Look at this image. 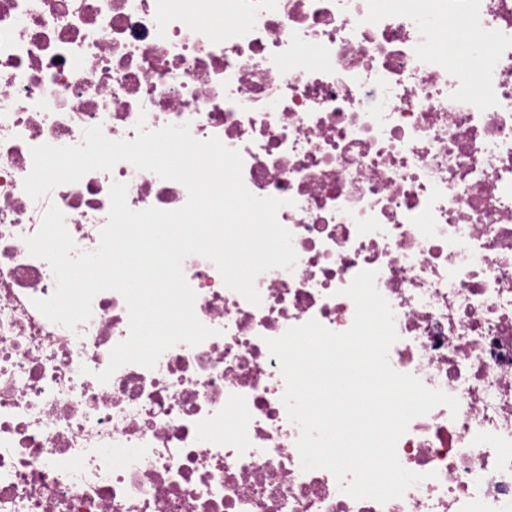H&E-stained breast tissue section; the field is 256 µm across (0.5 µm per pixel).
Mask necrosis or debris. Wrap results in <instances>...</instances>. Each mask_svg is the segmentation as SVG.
<instances>
[{
    "label": "necrosis or debris",
    "mask_w": 512,
    "mask_h": 512,
    "mask_svg": "<svg viewBox=\"0 0 512 512\" xmlns=\"http://www.w3.org/2000/svg\"><path fill=\"white\" fill-rule=\"evenodd\" d=\"M141 117L239 151L297 263L258 275L256 306L187 257L215 336L102 383L123 297L50 322L25 239L53 204L91 251L113 183L137 211L188 192L128 162L38 200L23 181L32 147L132 140ZM363 270L395 313L392 367L459 401L410 422L396 453L424 479L384 504L302 470L265 344L349 329ZM0 512H512V0H0Z\"/></svg>",
    "instance_id": "1"
}]
</instances>
